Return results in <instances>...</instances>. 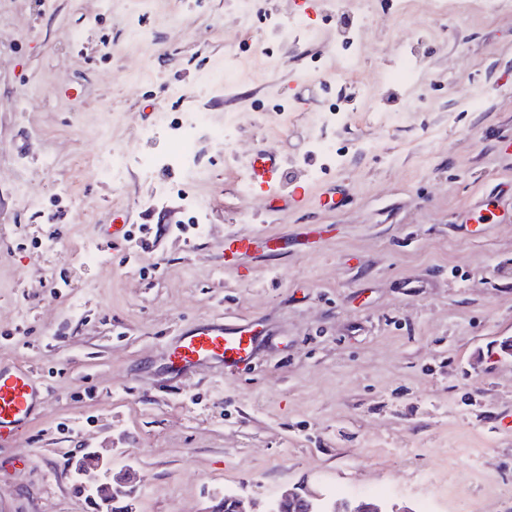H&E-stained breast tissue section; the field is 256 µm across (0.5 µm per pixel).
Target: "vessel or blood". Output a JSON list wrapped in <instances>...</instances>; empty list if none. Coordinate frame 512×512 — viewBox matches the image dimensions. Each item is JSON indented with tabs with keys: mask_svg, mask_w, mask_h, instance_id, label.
<instances>
[{
	"mask_svg": "<svg viewBox=\"0 0 512 512\" xmlns=\"http://www.w3.org/2000/svg\"><path fill=\"white\" fill-rule=\"evenodd\" d=\"M248 178L251 186L264 190L269 201L294 205L301 201L300 195L289 192L288 171L273 150L261 147L255 151ZM256 245L251 236L225 237L221 256L225 269H239ZM259 340L254 322L204 320L179 330L164 352L165 365L175 374L217 366L231 375L252 360ZM43 393L41 382L26 364L18 360L0 363V444L12 440L29 423Z\"/></svg>",
	"mask_w": 512,
	"mask_h": 512,
	"instance_id": "obj_1",
	"label": "vessel or blood"
}]
</instances>
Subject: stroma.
I'll return each mask as SVG.
<instances>
[{
	"instance_id": "obj_1",
	"label": "stroma",
	"mask_w": 512,
	"mask_h": 512,
	"mask_svg": "<svg viewBox=\"0 0 512 512\" xmlns=\"http://www.w3.org/2000/svg\"><path fill=\"white\" fill-rule=\"evenodd\" d=\"M249 10L261 26L240 0H0V360L45 389L0 445V512H91L69 469L83 448L134 466L138 512L301 485L512 512V16L483 0ZM346 22L361 27L353 78ZM410 50L415 77L388 83ZM337 105L345 125L315 126ZM372 110L397 119L375 127ZM197 113L201 177L144 173ZM262 146L306 206L243 191ZM108 151L127 160L121 184L97 168ZM338 185L345 206L323 209ZM111 211L131 238L104 241ZM231 234L259 240L242 274L219 263ZM217 317L258 320L251 363L169 374L176 329Z\"/></svg>"
}]
</instances>
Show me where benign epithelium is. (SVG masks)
Returning <instances> with one entry per match:
<instances>
[{"label":"benign epithelium","mask_w":512,"mask_h":512,"mask_svg":"<svg viewBox=\"0 0 512 512\" xmlns=\"http://www.w3.org/2000/svg\"><path fill=\"white\" fill-rule=\"evenodd\" d=\"M75 488L84 494L94 512H136L137 475L125 467L115 471L112 461L90 448L71 460ZM344 501L323 493L302 488L289 490L268 502L263 512H292L304 506L308 512H340ZM207 512H245L238 494L226 490L216 493ZM354 512H416L408 506H399L381 498H362L354 501Z\"/></svg>","instance_id":"1"}]
</instances>
